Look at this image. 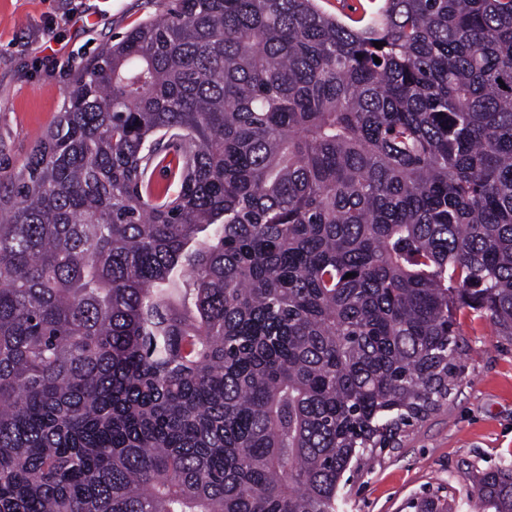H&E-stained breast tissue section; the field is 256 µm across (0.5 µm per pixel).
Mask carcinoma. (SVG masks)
Segmentation results:
<instances>
[{
    "label": "carcinoma",
    "instance_id": "obj_1",
    "mask_svg": "<svg viewBox=\"0 0 512 512\" xmlns=\"http://www.w3.org/2000/svg\"><path fill=\"white\" fill-rule=\"evenodd\" d=\"M368 2L170 0L74 74L0 187V512H339L458 313L512 337V0Z\"/></svg>",
    "mask_w": 512,
    "mask_h": 512
}]
</instances>
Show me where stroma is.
<instances>
[{
    "instance_id": "1",
    "label": "stroma",
    "mask_w": 512,
    "mask_h": 512,
    "mask_svg": "<svg viewBox=\"0 0 512 512\" xmlns=\"http://www.w3.org/2000/svg\"><path fill=\"white\" fill-rule=\"evenodd\" d=\"M164 8L163 0H0V175L19 171L57 121L74 65ZM459 322L447 403L349 472L341 512H415L429 496L450 512H482L471 495L478 472L512 462V338L469 310Z\"/></svg>"
}]
</instances>
